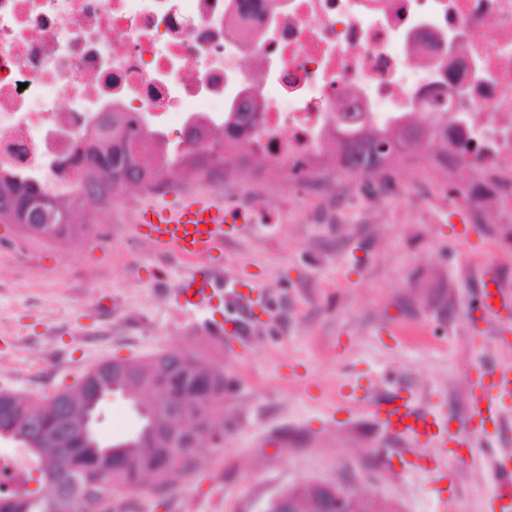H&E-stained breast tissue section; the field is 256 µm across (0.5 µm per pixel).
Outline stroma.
Here are the masks:
<instances>
[{"label": "stroma", "mask_w": 512, "mask_h": 512, "mask_svg": "<svg viewBox=\"0 0 512 512\" xmlns=\"http://www.w3.org/2000/svg\"><path fill=\"white\" fill-rule=\"evenodd\" d=\"M200 192L250 222L231 229L214 259L185 260L140 236L139 188L75 243L0 224V392L40 402L106 361L192 347L224 369V436L170 488L123 493L121 512H173L176 502L183 512H262L275 494L310 481L362 489L381 512H445L449 499L459 512H487L496 475L482 461L454 466L440 483L388 468L367 412L337 405L336 391L346 378L373 397L404 384L457 413L469 366L498 355L501 321L474 300L485 252L512 289V224H473L468 241H457L448 177L423 158L371 177L333 175L319 188L252 163L219 179L180 177L165 200ZM216 266L269 300L248 313L223 308L220 341L203 331L206 311L174 297L185 276ZM103 410L101 441L139 431L123 396Z\"/></svg>", "instance_id": "obj_1"}]
</instances>
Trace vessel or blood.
<instances>
[{"label":"vessel or blood","instance_id":"vessel-or-blood-1","mask_svg":"<svg viewBox=\"0 0 512 512\" xmlns=\"http://www.w3.org/2000/svg\"><path fill=\"white\" fill-rule=\"evenodd\" d=\"M241 214L223 201L198 193L178 203L147 201L141 204L136 222L156 245L175 249L181 256L205 259L224 248L225 227L237 223ZM185 307H214L217 301L248 306L253 297L238 276L213 278L196 273L176 291ZM484 312H512V295L493 275L477 297ZM367 411L377 429L401 443L399 453L382 449L385 464H398L400 471L413 472L423 448L439 449L431 472L438 479L448 476V461H465L478 454L486 457L497 476L490 499V512H512V458L500 455L494 446L497 432L512 419V363L477 362L470 381L465 419L451 418L425 405L422 395L398 385L383 398L370 400Z\"/></svg>","mask_w":512,"mask_h":512}]
</instances>
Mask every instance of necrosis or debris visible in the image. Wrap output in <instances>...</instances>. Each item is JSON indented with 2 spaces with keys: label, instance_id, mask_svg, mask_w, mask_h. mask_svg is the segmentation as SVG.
I'll return each instance as SVG.
<instances>
[{
  "label": "necrosis or debris",
  "instance_id": "1",
  "mask_svg": "<svg viewBox=\"0 0 512 512\" xmlns=\"http://www.w3.org/2000/svg\"><path fill=\"white\" fill-rule=\"evenodd\" d=\"M252 102L242 149L314 182L339 131L448 113L449 152L481 136L484 184L450 207L512 222V0H0L2 175L63 193L110 113H138L166 142L196 132L206 148ZM35 474L23 449L0 452V492L31 489Z\"/></svg>",
  "mask_w": 512,
  "mask_h": 512
}]
</instances>
